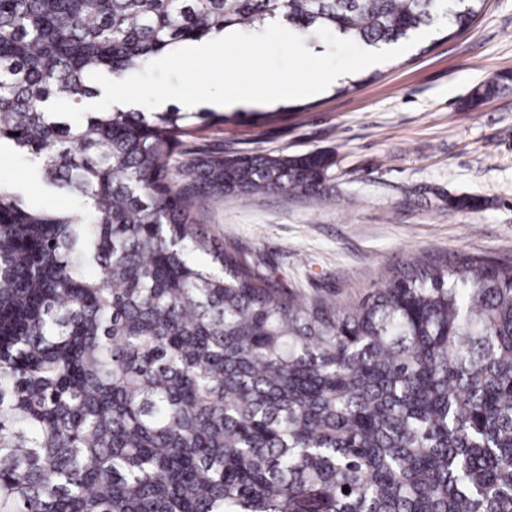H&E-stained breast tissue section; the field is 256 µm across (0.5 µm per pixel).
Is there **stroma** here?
<instances>
[{
	"mask_svg": "<svg viewBox=\"0 0 512 512\" xmlns=\"http://www.w3.org/2000/svg\"><path fill=\"white\" fill-rule=\"evenodd\" d=\"M499 73L512 74V0H487L470 28L431 31L316 96L216 112L187 138L192 155L328 149L332 191L321 202L212 197L196 220L302 301L359 300L410 257L512 262V87L468 105ZM0 180L50 208L78 203L30 180L19 152L0 154ZM464 194L484 206L449 208L447 196Z\"/></svg>",
	"mask_w": 512,
	"mask_h": 512,
	"instance_id": "obj_1",
	"label": "stroma"
}]
</instances>
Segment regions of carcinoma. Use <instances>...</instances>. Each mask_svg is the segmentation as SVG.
<instances>
[{
	"label": "carcinoma",
	"instance_id": "carcinoma-1",
	"mask_svg": "<svg viewBox=\"0 0 512 512\" xmlns=\"http://www.w3.org/2000/svg\"><path fill=\"white\" fill-rule=\"evenodd\" d=\"M484 3L0 0V141L82 200L0 182V512H512V264L405 260L358 302H301L195 206L321 200L331 152L200 157L178 182L202 115L45 109L269 17L375 46Z\"/></svg>",
	"mask_w": 512,
	"mask_h": 512
}]
</instances>
